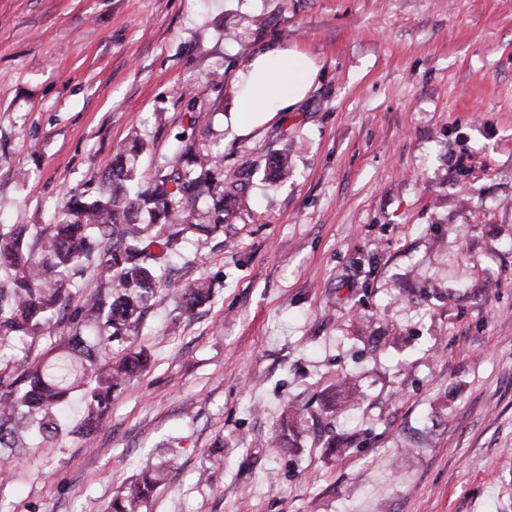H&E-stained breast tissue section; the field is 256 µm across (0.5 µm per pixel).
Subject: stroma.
Wrapping results in <instances>:
<instances>
[{
	"label": "stroma",
	"instance_id": "stroma-1",
	"mask_svg": "<svg viewBox=\"0 0 512 512\" xmlns=\"http://www.w3.org/2000/svg\"><path fill=\"white\" fill-rule=\"evenodd\" d=\"M274 44L319 77L240 132L232 81ZM190 132L252 171L172 272L213 299L150 307L151 370L93 449L78 404L31 440L0 512H104L170 458L148 512H512V0H0V225ZM346 376L350 421L324 406ZM289 402L316 425L274 453Z\"/></svg>",
	"mask_w": 512,
	"mask_h": 512
}]
</instances>
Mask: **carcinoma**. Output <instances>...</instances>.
Wrapping results in <instances>:
<instances>
[{"label":"carcinoma","instance_id":"carcinoma-1","mask_svg":"<svg viewBox=\"0 0 512 512\" xmlns=\"http://www.w3.org/2000/svg\"><path fill=\"white\" fill-rule=\"evenodd\" d=\"M144 143L119 152L107 176L65 193L55 221L32 232L0 231V348L23 356L15 368L0 354V460L27 447L35 431L54 438L70 390L83 386L88 436L104 421L118 388L150 370L145 349L112 356L141 324L150 302L171 296L184 317L210 302V282L179 285L163 280L181 257L182 243L197 234L224 231L234 201V182L214 171L224 154L204 150L193 136L178 139L174 162L150 181H138ZM211 201L206 212L197 210ZM59 336L52 361L29 358L31 342ZM304 409L285 405L274 439L277 450L293 448L290 433L306 426ZM171 462L151 466L112 497L105 512H142Z\"/></svg>","mask_w":512,"mask_h":512}]
</instances>
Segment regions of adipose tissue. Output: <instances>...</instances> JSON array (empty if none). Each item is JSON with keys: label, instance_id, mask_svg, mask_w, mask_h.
<instances>
[{"label": "adipose tissue", "instance_id": "ef3b65f1", "mask_svg": "<svg viewBox=\"0 0 512 512\" xmlns=\"http://www.w3.org/2000/svg\"><path fill=\"white\" fill-rule=\"evenodd\" d=\"M319 75L309 54L289 47H273L252 56L237 72L231 122L249 131L277 112L294 111Z\"/></svg>", "mask_w": 512, "mask_h": 512}]
</instances>
